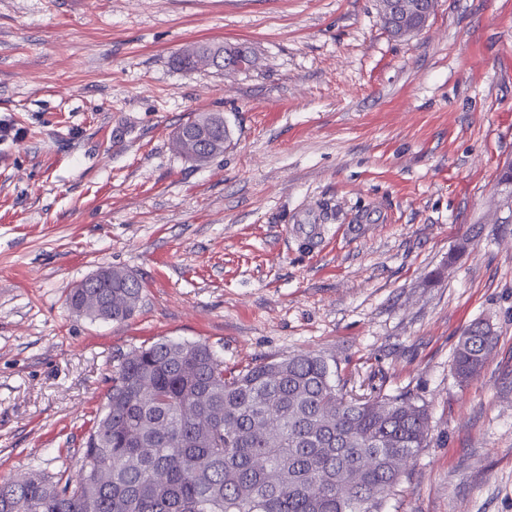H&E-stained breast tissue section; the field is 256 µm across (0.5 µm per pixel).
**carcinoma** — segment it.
<instances>
[{
  "label": "carcinoma",
  "mask_w": 512,
  "mask_h": 512,
  "mask_svg": "<svg viewBox=\"0 0 512 512\" xmlns=\"http://www.w3.org/2000/svg\"><path fill=\"white\" fill-rule=\"evenodd\" d=\"M214 50L192 44L175 63L210 66ZM229 141L221 113L199 112L174 145L203 164ZM142 291L132 272L102 268L70 290L68 304L123 322ZM497 339L483 320L464 331L453 357L460 381L482 370ZM333 375L312 353L228 371L203 342L135 347L112 366L76 477L32 470L1 479L0 512H384L401 463L427 444L428 409L402 395H355Z\"/></svg>",
  "instance_id": "carcinoma-1"
}]
</instances>
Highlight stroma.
I'll use <instances>...</instances> for the list:
<instances>
[{
	"label": "stroma",
	"mask_w": 512,
	"mask_h": 512,
	"mask_svg": "<svg viewBox=\"0 0 512 512\" xmlns=\"http://www.w3.org/2000/svg\"><path fill=\"white\" fill-rule=\"evenodd\" d=\"M195 42L256 64L178 69ZM220 112L197 165L175 129ZM512 0H0V476L76 475L120 353L206 342L239 370L307 351L430 412L385 512H512ZM107 266L123 323L72 312ZM498 342L459 382L475 320ZM94 281L88 288L85 284ZM143 286L130 271L101 268L70 290V308L94 320L123 322L133 317L141 301Z\"/></svg>",
	"instance_id": "35a3bbf8"
}]
</instances>
